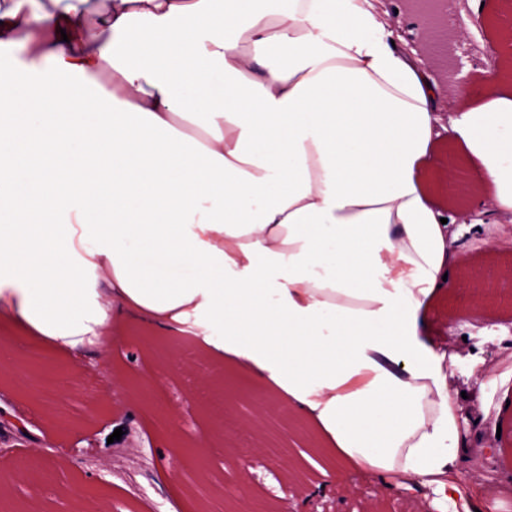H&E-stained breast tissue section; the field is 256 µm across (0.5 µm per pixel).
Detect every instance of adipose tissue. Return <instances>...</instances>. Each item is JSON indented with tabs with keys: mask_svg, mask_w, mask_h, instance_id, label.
I'll return each mask as SVG.
<instances>
[{
	"mask_svg": "<svg viewBox=\"0 0 512 512\" xmlns=\"http://www.w3.org/2000/svg\"><path fill=\"white\" fill-rule=\"evenodd\" d=\"M0 0V321L78 358L191 321L286 403L324 477L474 512L428 309L454 262L421 180L447 132L512 223V92L442 116L375 0Z\"/></svg>",
	"mask_w": 512,
	"mask_h": 512,
	"instance_id": "adipose-tissue-1",
	"label": "adipose tissue"
}]
</instances>
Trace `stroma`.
Listing matches in <instances>:
<instances>
[{"label":"stroma","instance_id":"35a3bbf8","mask_svg":"<svg viewBox=\"0 0 512 512\" xmlns=\"http://www.w3.org/2000/svg\"><path fill=\"white\" fill-rule=\"evenodd\" d=\"M382 10L391 12L395 34L407 47H434L435 29L423 18L417 0H381ZM498 37L496 29L476 23L474 31L461 40L446 39L434 47L433 75L444 87L481 81L491 60L484 52ZM454 219L458 267L457 279L473 270L492 281L502 293L512 292V278L503 277L504 265L512 262V225H471L466 201H447ZM498 241L495 253H486L485 238ZM434 342L452 355L446 366L448 393L458 407L457 432L462 444L458 472H472L466 491L475 503H483L487 487L512 483V418L502 412L504 398L512 399V307L496 302L475 315L464 299L435 302L429 312ZM167 351L176 352L179 369L156 379L157 355L148 354L135 333L124 331L110 348L113 365L127 381L150 393L151 402L127 419L123 394L104 396V375L97 369L96 350L86 351L81 361L40 355L41 375L58 383L56 400L36 405L22 389L0 383V404L28 422L30 430L41 431L50 445L33 448L11 437L0 438V484L9 488L8 500L23 505L37 498L44 512H56L61 500H71L80 512L82 499L75 493L91 491L102 512H186L191 482L173 481L169 457L174 442L185 445L211 435L212 430L195 403L201 382L221 385L235 392L238 407L255 400V389L246 386L226 366L203 354L195 342L165 339ZM64 415L69 428H57V415ZM121 440L112 441L115 429ZM260 446L286 451L303 478L301 485L270 469L264 458L251 459L253 478L250 497L274 496L275 507L289 512H450L448 503L423 486L415 493L380 491L373 474L355 473L342 482L324 478L315 460L320 453L308 445L300 423L282 420L269 409ZM47 463L38 483L18 482L22 464L30 459Z\"/></svg>","mask_w":512,"mask_h":512}]
</instances>
